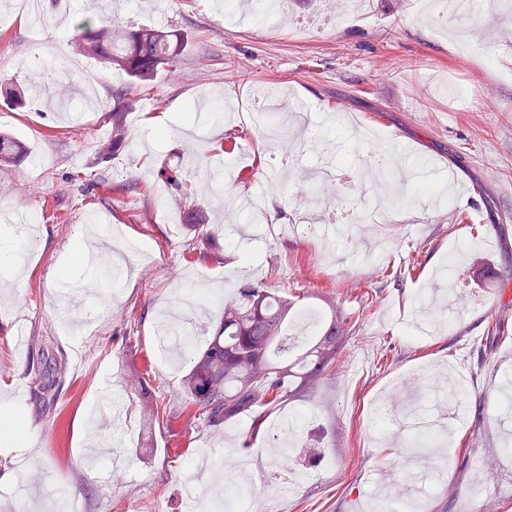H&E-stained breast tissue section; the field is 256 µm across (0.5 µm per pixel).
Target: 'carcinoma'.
<instances>
[{
    "label": "carcinoma",
    "instance_id": "obj_1",
    "mask_svg": "<svg viewBox=\"0 0 512 512\" xmlns=\"http://www.w3.org/2000/svg\"><path fill=\"white\" fill-rule=\"evenodd\" d=\"M75 46L128 78L113 95L112 147L125 141L127 95L146 88L180 56L179 40L165 27L129 28L112 37V25L85 10L75 22ZM300 301L279 295L262 283L249 282L222 303L212 336L190 355L184 392L195 405L193 417L209 423L249 415L254 407L277 402L285 394L313 387L336 365L348 319L327 305L313 334L285 348L302 322ZM62 363L40 371V398L55 401L63 382Z\"/></svg>",
    "mask_w": 512,
    "mask_h": 512
}]
</instances>
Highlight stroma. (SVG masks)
<instances>
[{
	"label": "stroma",
	"instance_id": "1",
	"mask_svg": "<svg viewBox=\"0 0 512 512\" xmlns=\"http://www.w3.org/2000/svg\"><path fill=\"white\" fill-rule=\"evenodd\" d=\"M43 2L39 29L0 10V83L25 90L21 105L0 101V134L25 148L0 165V232L19 245L16 267L0 266V419L22 420L20 435L0 431V512H36L45 487L84 512H183L186 466L207 450L253 467L250 512H348L352 494L374 492L373 472L404 478L414 458L440 474L412 489L416 512H512V415L499 409L512 390V279L485 275L512 269V19L491 0H467L445 23L437 0H364L350 13L337 0H290L263 24L222 0H101L113 28L162 25L185 43L172 69L131 94L116 151L109 111L127 79L73 48L78 0ZM462 41L476 53L458 51ZM35 42L64 74L52 101L39 93ZM257 83L304 115L289 121L287 144L262 134ZM198 100L206 110L188 116ZM325 136L334 165L356 174L337 191L307 179L328 161L315 148ZM406 142L456 182L433 178L439 196L412 201L411 179L378 186L377 173L406 170ZM90 173L105 183L84 186ZM14 210L37 223H13ZM330 211L343 217L340 240L293 232ZM201 222L218 253L199 246ZM111 227L121 267L73 258ZM247 279L314 311L336 304L355 326L335 368L312 391L261 407L260 428L248 417L189 423V362L160 354L161 318L184 293L202 295L192 327L203 345L217 303ZM40 355L67 358L49 409L36 392L15 394ZM452 372L469 415L444 441L376 423L375 408L413 380L417 405L433 409ZM134 375L170 404L149 440L126 390ZM111 397L123 412L107 423ZM305 412L323 428L318 476L292 479L291 463L272 476L275 423ZM482 455L501 467L477 476Z\"/></svg>",
	"mask_w": 512,
	"mask_h": 512
}]
</instances>
